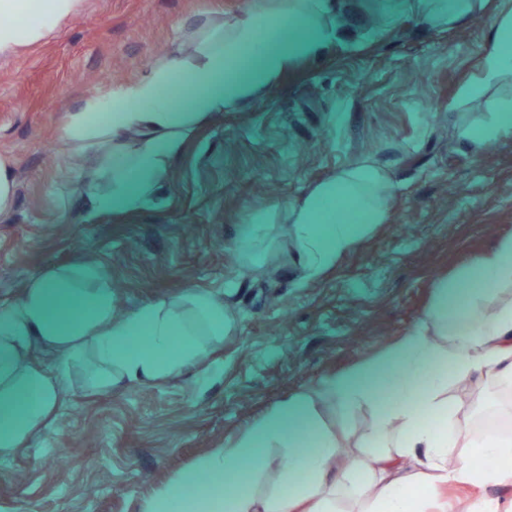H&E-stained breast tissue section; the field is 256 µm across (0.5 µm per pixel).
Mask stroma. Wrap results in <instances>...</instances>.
<instances>
[{"mask_svg": "<svg viewBox=\"0 0 512 512\" xmlns=\"http://www.w3.org/2000/svg\"><path fill=\"white\" fill-rule=\"evenodd\" d=\"M327 50L300 62L246 112L189 131L176 165L135 209L90 210L86 172L64 154L69 112L140 79L201 16L242 0H81L39 42L0 52V153L17 162L0 217V304L32 275L97 267L115 313L194 286L236 317L221 346L165 381L90 389L73 365L49 426L0 470V512H143L157 490L239 436L271 406L379 355L416 323L435 283L512 236V134L463 151L449 111L475 74L487 19L421 25L401 0H344ZM388 166L390 223L322 277L294 264L282 231L248 273L238 244L256 216L358 158ZM485 378L449 386L462 426L491 407ZM512 502V483L451 486L447 512Z\"/></svg>", "mask_w": 512, "mask_h": 512, "instance_id": "obj_1", "label": "stroma"}]
</instances>
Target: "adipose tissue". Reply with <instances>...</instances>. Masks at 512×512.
Listing matches in <instances>:
<instances>
[{
	"mask_svg": "<svg viewBox=\"0 0 512 512\" xmlns=\"http://www.w3.org/2000/svg\"><path fill=\"white\" fill-rule=\"evenodd\" d=\"M79 7L80 0H0V52L36 41ZM481 7L482 0L413 4L431 27L459 25ZM18 16L23 24H15ZM335 17L332 0H254L237 14L194 23L190 54L170 52L138 81L84 100L69 113L64 138L89 182L112 177L111 195L93 196V205L128 210L146 203L178 161L186 132L216 113L248 110L301 60H318L321 34ZM170 86L174 94L162 98ZM491 89L497 96L488 112L458 128L461 148L474 155L512 133V0H498L490 14L477 73L455 109ZM395 203L391 171L370 156L310 186L281 209L296 265L320 277L389 223ZM78 281L89 285L93 310L70 321L63 307ZM436 288L435 302L380 356L271 407L161 489L144 512H336L340 502L354 512H441L438 496L448 484L511 482L512 436L481 426L463 431L462 406L449 399L448 387L478 375L498 389L512 387V299L497 296L512 288V237L496 240ZM461 300L463 322L450 315ZM232 324L221 293L211 290L190 288L120 316L94 268L52 267L29 278L17 301L0 306V401L23 389L36 398L21 412L0 411V456L47 426L83 355L95 360L85 373L89 385L151 384L197 364ZM34 345L55 354L54 372L28 362ZM383 388L391 401L380 399ZM323 405L371 409L358 450L343 448L342 434L319 426ZM270 473L275 483L263 488Z\"/></svg>",
	"mask_w": 512,
	"mask_h": 512,
	"instance_id": "1",
	"label": "adipose tissue"
}]
</instances>
